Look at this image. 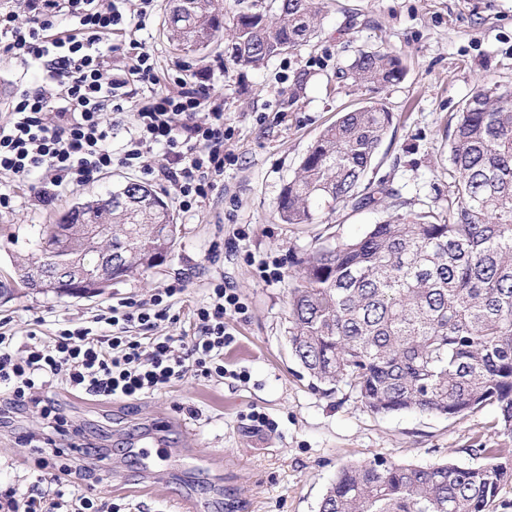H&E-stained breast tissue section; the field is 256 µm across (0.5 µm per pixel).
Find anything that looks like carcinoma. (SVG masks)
<instances>
[{
    "instance_id": "1",
    "label": "carcinoma",
    "mask_w": 512,
    "mask_h": 512,
    "mask_svg": "<svg viewBox=\"0 0 512 512\" xmlns=\"http://www.w3.org/2000/svg\"><path fill=\"white\" fill-rule=\"evenodd\" d=\"M168 0V40L207 48L230 31L224 53L257 68L310 42L325 0H275L274 11L236 0ZM392 51H361L341 78L376 92L401 81ZM393 122L370 101L328 126L277 203L285 224H313L340 203L359 209L393 199V212L362 235L336 238L297 260L288 299L292 356L316 382L345 386L376 413L462 416L497 406L512 434V85L476 88L448 118L453 166L448 212H404L385 182L362 185ZM178 225L149 186L128 181L104 198L78 201L54 224L34 229L32 260L16 284H45V257L71 263L79 281L110 283L155 266ZM485 463L402 464L377 456L342 466L319 512H488L512 483L503 448H481Z\"/></svg>"
}]
</instances>
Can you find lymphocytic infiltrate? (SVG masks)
<instances>
[{"label": "lymphocytic infiltrate", "mask_w": 512, "mask_h": 512, "mask_svg": "<svg viewBox=\"0 0 512 512\" xmlns=\"http://www.w3.org/2000/svg\"><path fill=\"white\" fill-rule=\"evenodd\" d=\"M153 9V0H0V54L14 65L7 118L0 120V211L13 209V184L32 183V203L47 208L116 162L169 183L182 211L206 202L224 175L231 136L223 99L207 97L210 71L164 80L141 41L130 39L118 55L110 43L115 26L131 15L145 21ZM33 71L39 83L32 87ZM128 109L133 130L116 160L110 118ZM157 146L166 156L160 165L151 158ZM184 293L177 279L146 301L119 298L96 315L95 327L69 321L46 340L31 331L22 351L0 333V388L7 393L0 419L56 378L101 400H134L190 374L224 378V350L235 341L229 321L247 307L237 288L214 278L207 301L192 311L197 336L152 335ZM40 417L46 432L23 442L34 457L36 485L24 494L1 489L0 512H100L93 497L63 483L54 500L39 492L46 471L69 469L52 446L53 434L66 433V418L50 402Z\"/></svg>", "instance_id": "1"}]
</instances>
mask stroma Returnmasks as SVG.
<instances>
[{
    "instance_id": "stroma-1",
    "label": "stroma",
    "mask_w": 512,
    "mask_h": 512,
    "mask_svg": "<svg viewBox=\"0 0 512 512\" xmlns=\"http://www.w3.org/2000/svg\"><path fill=\"white\" fill-rule=\"evenodd\" d=\"M167 0H155L138 37L155 56L160 71L182 63L213 74L209 92L224 100V122L233 135L224 142L232 158L209 200L183 213L167 184L154 182L180 232L167 256L145 275L113 283L90 298L23 291L0 296V332L23 342L27 331L49 337L73 320L92 325L115 298L149 297L175 278L186 285L174 306L177 323H161L157 335L193 336L192 307L206 301L211 273H222L238 289L248 310L234 321L237 341L224 351L230 370H247L249 382L188 376L164 391L135 400L100 401L78 397L60 382L41 392L66 416L75 436L56 446L70 459V484L123 512H175L191 498L198 512H318L328 487L344 464L377 456L429 465L453 460L479 465L475 448H511L512 435L498 422L496 406L460 417L371 411L339 388H314L288 345V297L296 259L329 236L353 238L384 219L386 204L366 209L337 206L316 224H284L276 214L284 186L299 170L309 147L343 113L363 105L368 95L338 86L336 73L358 51L388 49L402 58L403 79L377 94L394 115L367 180H386L404 201L405 211L446 209L452 169L445 125L481 80L512 84V0H327L314 38L259 68L233 64L224 39L198 52L174 50L167 38ZM308 83L299 98L291 89L300 74ZM137 171L113 166L110 173L65 191L52 207L28 203L30 184L16 187L14 212L0 215V282L10 283L30 253L29 229L52 224L76 198L105 194ZM248 226L246 239L235 238ZM280 265L278 279L259 273L264 263ZM264 412L273 430L254 433L245 417ZM39 426L35 409L23 408L0 423V486L27 490L34 460L21 440ZM155 434L175 451L162 475L147 479L138 438ZM112 454L99 471L73 444Z\"/></svg>"
}]
</instances>
